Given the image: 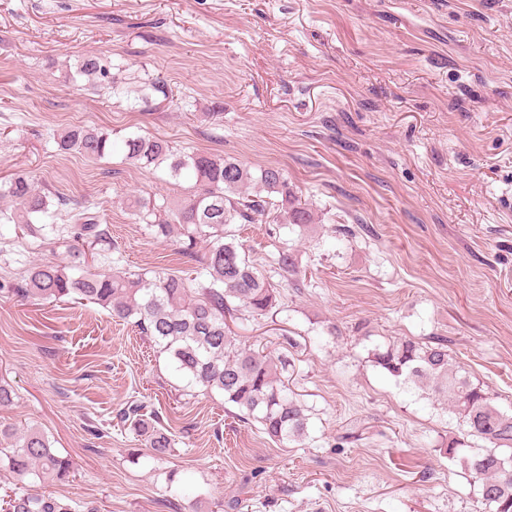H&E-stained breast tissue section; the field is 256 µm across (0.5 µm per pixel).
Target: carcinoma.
<instances>
[{
    "label": "carcinoma",
    "mask_w": 512,
    "mask_h": 512,
    "mask_svg": "<svg viewBox=\"0 0 512 512\" xmlns=\"http://www.w3.org/2000/svg\"><path fill=\"white\" fill-rule=\"evenodd\" d=\"M79 72L89 78L107 77L94 55L84 58ZM56 145L64 153L97 160L112 153L116 143L102 129L80 125L61 130ZM121 149L135 165L157 168L164 163L172 179L193 182L189 198L174 207L138 198L131 208L135 219L155 237L179 236L185 262L199 263L197 276L91 271L88 258L99 262L111 254L108 229L93 216L85 217L82 224L60 226L68 200L22 173L0 187V194L15 203L13 210L0 212V221L29 234L46 230L62 237L69 242V262L21 268L5 292L22 299L70 298L96 304L113 318L133 323L159 352L168 355L188 384L223 395L224 404L237 407L244 419L258 422L270 440L304 441L310 415L283 380L287 357L243 348L226 331V314L242 310L262 318L272 314L277 303V288L253 265L227 226L250 223L253 215L267 210L273 213V223L302 230L313 223L312 212L292 197L277 167L253 169L232 157L178 152L163 140L141 135L123 138ZM251 187L259 193H247ZM201 242L206 250L200 257ZM276 265L286 279L296 274L297 258L283 250ZM372 362L410 390L447 398L467 434L485 442L476 447L451 438L444 448L448 460L471 478L477 512H512V413L493 405L483 386L452 363L446 341L397 340L375 349ZM140 410L133 401L120 418L144 438L155 456L168 455L171 438L159 416L146 417ZM2 438L10 447L0 448V468L18 480L45 484L69 479L71 460L57 453L43 432L0 426ZM81 507L51 494L24 490L9 500L10 512H77ZM82 508L96 512L87 505Z\"/></svg>",
    "instance_id": "carcinoma-1"
}]
</instances>
